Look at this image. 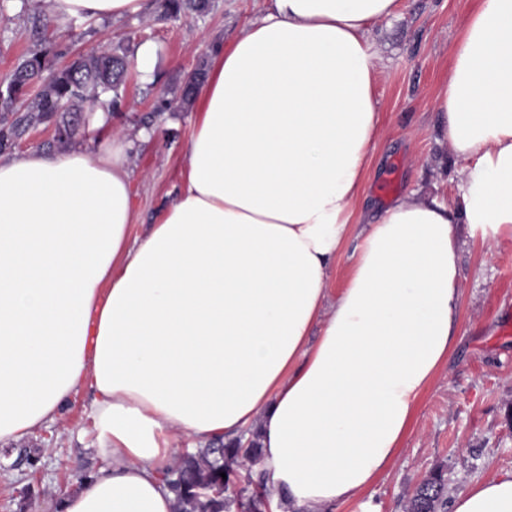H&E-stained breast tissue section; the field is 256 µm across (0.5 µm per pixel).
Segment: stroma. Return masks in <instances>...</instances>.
I'll list each match as a JSON object with an SVG mask.
<instances>
[{"instance_id":"stroma-1","label":"stroma","mask_w":512,"mask_h":512,"mask_svg":"<svg viewBox=\"0 0 512 512\" xmlns=\"http://www.w3.org/2000/svg\"><path fill=\"white\" fill-rule=\"evenodd\" d=\"M266 6V0H212L203 15L162 20L153 11L62 26L48 0H0V72L37 48L56 68L63 50L122 48L132 58L141 44H156L155 83L130 77L112 113L113 130H155L130 158L137 235L158 221L185 163L194 119L181 105L185 83L197 70H209L213 48L229 46ZM471 6L472 0H401L396 17L375 25L382 126L358 210L380 212L412 191L459 204L456 173L462 163L436 123L433 100L444 87L449 53ZM455 234L461 287L455 351L423 396L392 467L366 492L328 512H403L417 483L439 466L447 470L452 495L475 480L512 471V237L493 238L466 224L456 225ZM93 399L89 386L80 387L54 422L0 451V512H57L61 498L103 474ZM22 448L35 464L18 463Z\"/></svg>"}]
</instances>
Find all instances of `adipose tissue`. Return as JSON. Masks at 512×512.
Masks as SVG:
<instances>
[{
  "label": "adipose tissue",
  "instance_id": "adipose-tissue-1",
  "mask_svg": "<svg viewBox=\"0 0 512 512\" xmlns=\"http://www.w3.org/2000/svg\"><path fill=\"white\" fill-rule=\"evenodd\" d=\"M58 23L149 0H50ZM400 0H269L213 54L186 164L159 221L131 233L129 156H0V445L55 420L81 386L108 473L61 512H175L161 474L181 439L257 438L273 512H324L385 474L454 351V227L512 236V0H474L436 115L461 203L415 193L358 220L380 130L373 26ZM356 242L344 286L336 261ZM451 512H512V471Z\"/></svg>",
  "mask_w": 512,
  "mask_h": 512
}]
</instances>
